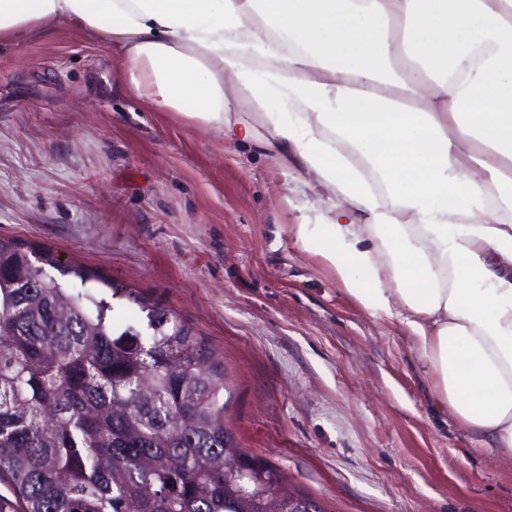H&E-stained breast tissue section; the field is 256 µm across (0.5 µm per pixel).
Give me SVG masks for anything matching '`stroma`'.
Returning <instances> with one entry per match:
<instances>
[{"label": "stroma", "instance_id": "1", "mask_svg": "<svg viewBox=\"0 0 512 512\" xmlns=\"http://www.w3.org/2000/svg\"><path fill=\"white\" fill-rule=\"evenodd\" d=\"M120 68L60 23L0 43V237L92 275L118 326L144 328V302L190 324L224 357L241 448L326 512H512V455L440 404L399 319L290 237L327 197L151 111Z\"/></svg>", "mask_w": 512, "mask_h": 512}]
</instances>
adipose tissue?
Masks as SVG:
<instances>
[{
	"instance_id": "ef3b65f1",
	"label": "adipose tissue",
	"mask_w": 512,
	"mask_h": 512,
	"mask_svg": "<svg viewBox=\"0 0 512 512\" xmlns=\"http://www.w3.org/2000/svg\"><path fill=\"white\" fill-rule=\"evenodd\" d=\"M48 21L111 44L154 111L337 197L291 237L512 452V0H0V39Z\"/></svg>"
}]
</instances>
